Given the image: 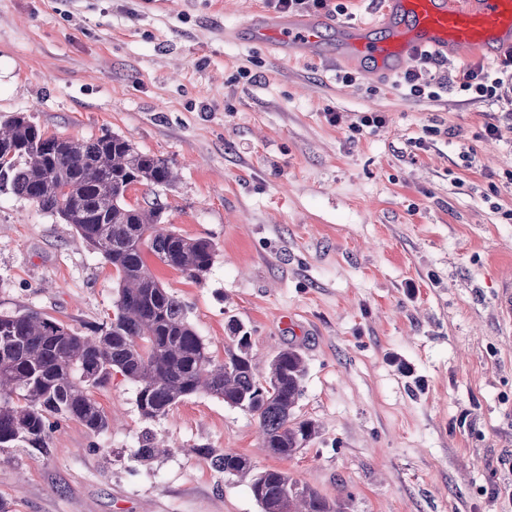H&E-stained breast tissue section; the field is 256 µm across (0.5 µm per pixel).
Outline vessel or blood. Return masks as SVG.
Wrapping results in <instances>:
<instances>
[{
	"mask_svg": "<svg viewBox=\"0 0 512 512\" xmlns=\"http://www.w3.org/2000/svg\"><path fill=\"white\" fill-rule=\"evenodd\" d=\"M321 20L255 13L250 36L275 54L319 53ZM512 49V0H388L374 20L341 29L332 61L358 66L376 79L407 70L424 53L443 58L484 57Z\"/></svg>",
	"mask_w": 512,
	"mask_h": 512,
	"instance_id": "vessel-or-blood-1",
	"label": "vessel or blood"
}]
</instances>
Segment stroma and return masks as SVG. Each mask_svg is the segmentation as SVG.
<instances>
[{
    "mask_svg": "<svg viewBox=\"0 0 512 512\" xmlns=\"http://www.w3.org/2000/svg\"><path fill=\"white\" fill-rule=\"evenodd\" d=\"M267 0H0V123L106 133L172 160L169 227L216 250L202 282L148 263L188 307L216 359L227 324L258 370L304 357L296 413L321 433L288 460L250 413L208 394L144 423L135 385L93 397L112 427L61 422L48 454L0 448V512H262L246 482L196 454L232 450L340 498L350 512H512V132L457 91L412 98L387 76L284 58L236 40ZM341 113L328 123L327 111ZM379 113L385 128H351ZM428 126L441 133L423 149ZM116 277L68 224L0 191V312L33 310L83 332ZM170 450L137 457L144 427Z\"/></svg>",
    "mask_w": 512,
    "mask_h": 512,
    "instance_id": "obj_1",
    "label": "stroma"
}]
</instances>
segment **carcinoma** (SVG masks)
I'll return each mask as SVG.
<instances>
[{"instance_id":"obj_1","label":"carcinoma","mask_w":512,"mask_h":512,"mask_svg":"<svg viewBox=\"0 0 512 512\" xmlns=\"http://www.w3.org/2000/svg\"><path fill=\"white\" fill-rule=\"evenodd\" d=\"M175 164L140 151L125 136L84 140L48 134L18 113L0 124V190L9 188L41 211L70 224L116 274L113 311L85 335L34 311L0 313V448L44 455L52 431L75 420L88 432L112 428L92 390L118 372L137 387L140 416L153 421L184 398L206 393L248 411L259 422L263 447L289 459L320 434L300 419L306 365L288 347L258 372L250 336L228 324L224 360L208 351L186 305L153 273L146 259L197 282L216 256L213 244L163 227V207L128 201L135 186H170ZM160 452L149 428L139 436L138 457ZM195 452L229 476L248 480L262 512H347L282 469H258L244 454L201 446Z\"/></svg>"}]
</instances>
